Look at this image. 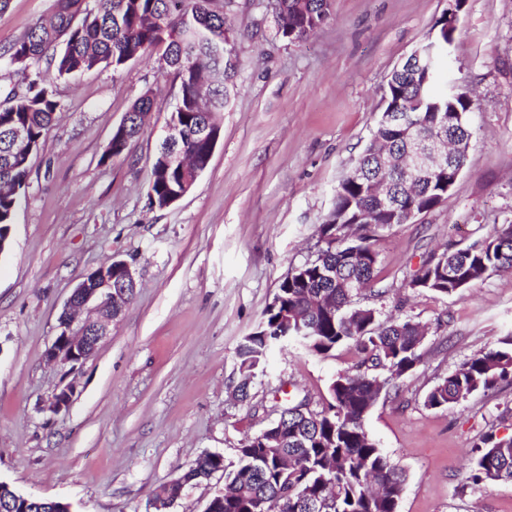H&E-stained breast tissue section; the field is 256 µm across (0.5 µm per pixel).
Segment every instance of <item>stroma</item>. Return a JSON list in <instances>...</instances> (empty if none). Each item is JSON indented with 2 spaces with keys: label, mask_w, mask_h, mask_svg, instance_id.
Listing matches in <instances>:
<instances>
[{
  "label": "stroma",
  "mask_w": 512,
  "mask_h": 512,
  "mask_svg": "<svg viewBox=\"0 0 512 512\" xmlns=\"http://www.w3.org/2000/svg\"><path fill=\"white\" fill-rule=\"evenodd\" d=\"M53 0H10L0 49L47 15ZM454 0H333L305 41L276 33L269 0H237V70L220 139L192 190L151 207V163L178 85L161 52L120 70L59 78L60 104L30 164L0 254V481L72 512H147L153 490L205 454L237 462L241 440L277 417L275 397L301 389L312 409L352 371L355 351H273L246 401L236 349L282 279L318 249L336 188L369 142L390 72ZM458 9V8H455ZM448 79L472 88L469 161L446 204L379 233L373 300L381 316L427 329L416 368L367 414L370 437L405 473L399 512H512V484L476 487L467 453L488 431L512 436V381L448 409L427 391L462 362L512 336V271L448 297L403 282L432 251L464 247L512 221V0H464ZM152 93L143 134L105 158L133 102ZM130 264L136 294L76 368L48 361L73 288L108 259ZM75 395L52 413L66 384Z\"/></svg>",
  "instance_id": "stroma-1"
}]
</instances>
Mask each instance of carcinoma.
I'll list each match as a JSON object with an SVG mask.
<instances>
[{"label":"carcinoma","instance_id":"carcinoma-1","mask_svg":"<svg viewBox=\"0 0 512 512\" xmlns=\"http://www.w3.org/2000/svg\"><path fill=\"white\" fill-rule=\"evenodd\" d=\"M233 7L234 0H224L222 11L212 9L211 0H54L49 17L38 19L25 36L0 52L9 65L31 71L29 80L11 89L0 105V230L14 224L29 176L27 155L16 152L9 131L25 128L37 149L59 110L54 91L42 79V63L59 77L99 66L117 71L162 47V59L179 84L171 117L193 130L205 123V116L223 111L227 101L237 67L235 44L226 42L221 51L217 45L231 30ZM330 7L329 0H275L277 34L306 40L325 24ZM447 23L445 18L436 22L435 36L419 47L420 65L391 73L381 117L357 162L363 174L351 170L343 176L332 208L318 226L315 258L279 285L278 303L266 308L255 331L237 349L242 400L248 398L268 352L290 341L302 342L319 355L348 344L359 356L356 372L331 382L330 402L319 411L305 397L288 400L270 426L241 441L233 468L218 454L203 455L177 482L156 487L154 497L174 502L186 485L221 471L224 495L214 499L213 512H310L309 503L318 496L331 498L329 512H398L405 476L368 435L364 419L381 393L419 363L425 328L411 317L381 321L376 308L359 304V295L374 282L379 230L435 208L448 196V182L467 164L468 152L453 147L444 173L400 164L384 171L381 166L382 153L400 161L409 146L402 128L386 117L389 112L410 114L416 137L454 144L472 140L469 114L474 102L468 88L450 86L442 95L434 90L455 32ZM154 107L148 92L133 103L126 127L113 131L104 158L127 151L144 131L139 113ZM213 146L212 140L191 139L178 147L191 161L189 174L208 167ZM151 176L148 197L160 209L183 189L184 173L167 167L160 153ZM502 268L512 269L511 222L494 225L491 234L465 248L445 249L428 258L406 287L460 295ZM507 379H512V336L442 378L427 392L425 405L447 409ZM493 471L498 480L512 482V436L489 434L476 444L469 481L491 484ZM12 508L54 510L52 501L43 499Z\"/></svg>","mask_w":512,"mask_h":512}]
</instances>
